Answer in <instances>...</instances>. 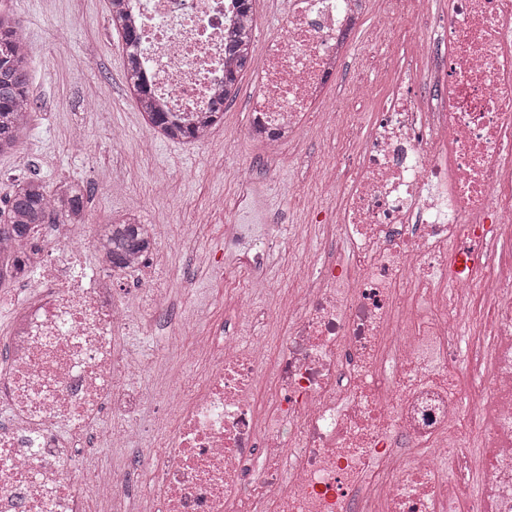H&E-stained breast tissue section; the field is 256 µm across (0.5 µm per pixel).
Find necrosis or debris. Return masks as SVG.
Instances as JSON below:
<instances>
[{"label": "necrosis or debris", "instance_id": "obj_1", "mask_svg": "<svg viewBox=\"0 0 512 512\" xmlns=\"http://www.w3.org/2000/svg\"><path fill=\"white\" fill-rule=\"evenodd\" d=\"M382 0L374 29L410 16L399 75L350 165L307 178L339 199L325 258L292 267L288 309L249 303L232 333L160 345L172 364L151 429L145 372L119 353L123 300L160 314L157 269L113 285L86 224L12 244L30 296L0 365V512H87L134 485L125 467L77 484L81 448L146 446L152 512H512V0ZM370 0H291L264 39L249 133L269 162L326 97ZM153 105L192 121L224 90V46L254 21L237 0H124ZM224 227L251 289L267 285L260 233ZM271 336L254 335L256 323ZM479 378L472 390L461 370ZM111 421L99 433L102 421ZM492 453L470 493L472 436Z\"/></svg>", "mask_w": 512, "mask_h": 512}]
</instances>
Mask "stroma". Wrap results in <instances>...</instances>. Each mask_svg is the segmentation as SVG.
I'll use <instances>...</instances> for the list:
<instances>
[{
  "label": "stroma",
  "mask_w": 512,
  "mask_h": 512,
  "mask_svg": "<svg viewBox=\"0 0 512 512\" xmlns=\"http://www.w3.org/2000/svg\"><path fill=\"white\" fill-rule=\"evenodd\" d=\"M105 0H0V10L15 14L33 67L29 92L33 111L16 151L0 155V208L17 180L37 177L46 185L68 178L85 187L90 223H107L113 213L133 211L143 223L157 227L160 277L166 301L175 310L197 314L205 323L233 329L243 307L239 300L243 281L225 287L224 276L233 272L232 258L224 254V227L241 221L234 202L241 180L253 186L254 200L289 225L287 238L267 246L270 287L287 288L282 271L285 256L312 263L323 259L320 230L313 214L334 220L338 201L308 187L299 193L306 169L323 160H340L344 149L338 133L347 121L371 112L385 96L387 81L374 75L365 42H358L348 58L340 85L331 89L342 110L337 132L313 123L290 144L287 158L273 166L262 155L261 144L247 134L253 88L262 67V41L280 28L288 0H254L256 29L252 60L239 80L237 97L224 108V121L211 133L206 146L152 139L134 99L128 94L120 34L112 27ZM365 78L367 97L347 98L345 84ZM85 129L89 149H82L70 131ZM150 152H142L144 140ZM221 166L224 178H212L209 169ZM136 169L141 179L130 191L112 185V174ZM164 179L168 192L155 198L151 182ZM228 206L214 208L217 198ZM194 245L180 246L184 232ZM144 314L134 311L133 321L118 339L121 350H139L148 357V385H155L160 370L152 362L161 342L174 341L169 318L144 326Z\"/></svg>",
  "instance_id": "35a3bbf8"
}]
</instances>
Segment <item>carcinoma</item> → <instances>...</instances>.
I'll return each mask as SVG.
<instances>
[{"instance_id":"carcinoma-1","label":"carcinoma","mask_w":512,"mask_h":512,"mask_svg":"<svg viewBox=\"0 0 512 512\" xmlns=\"http://www.w3.org/2000/svg\"><path fill=\"white\" fill-rule=\"evenodd\" d=\"M121 0H108L111 24L121 32L124 65L129 89L144 92L138 70L140 42L135 28L128 25L119 7ZM253 29L231 36L226 49L238 59V67L224 74V92L199 120L202 127L216 125L224 116V105L238 93V77L251 59ZM31 112L29 97V61L21 39L19 22L10 14L0 13V155L17 148L20 134L26 129ZM150 123L160 129L170 141L190 139L196 130L174 126L165 112L148 107ZM86 219L84 192L72 183H61L49 190L37 177L19 181L6 208L0 210V241L22 237L33 224H66ZM97 242L112 261V266L123 268L126 259L134 253L146 255L153 249L152 241L142 237L133 226L130 215L114 217L98 232Z\"/></svg>"}]
</instances>
